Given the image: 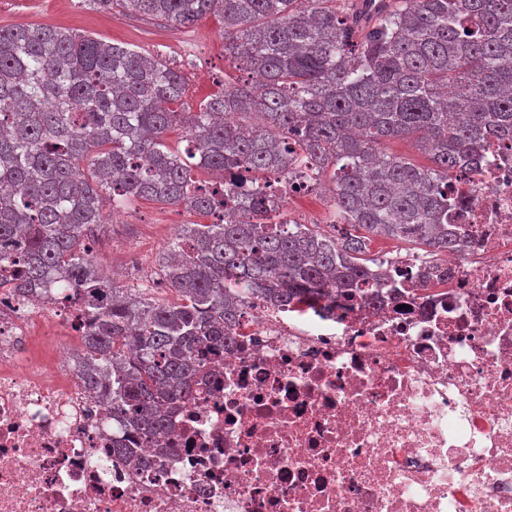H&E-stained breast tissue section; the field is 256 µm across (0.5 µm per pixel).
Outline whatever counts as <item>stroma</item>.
Masks as SVG:
<instances>
[{"instance_id":"stroma-1","label":"stroma","mask_w":512,"mask_h":512,"mask_svg":"<svg viewBox=\"0 0 512 512\" xmlns=\"http://www.w3.org/2000/svg\"><path fill=\"white\" fill-rule=\"evenodd\" d=\"M51 24L107 42L158 53L181 71L186 79L182 107L198 104L224 89L225 77L235 71L224 59V21L212 14L190 28L128 10L123 0L101 10L88 0H0V26ZM206 216L181 207L141 200L121 210L118 222L99 233L92 252L104 269L118 273L120 287L142 289L145 297L175 301L173 291L148 288L159 277V262L175 239V226L206 223Z\"/></svg>"}]
</instances>
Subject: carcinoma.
<instances>
[{
	"mask_svg": "<svg viewBox=\"0 0 512 512\" xmlns=\"http://www.w3.org/2000/svg\"><path fill=\"white\" fill-rule=\"evenodd\" d=\"M175 27L224 19L247 78L179 112L161 58L47 24L0 26V289L83 305L78 368L131 436L168 429L246 304L377 281L368 241L458 250L448 180L481 142H512V0H126ZM186 132L184 150L167 133ZM412 137L425 167L380 145ZM331 184L333 228L285 224L270 174ZM237 170L245 191L199 171ZM112 206L155 201L188 224L160 269L173 303L104 276L90 241Z\"/></svg>",
	"mask_w": 512,
	"mask_h": 512,
	"instance_id": "cac0c4a2",
	"label": "carcinoma"
}]
</instances>
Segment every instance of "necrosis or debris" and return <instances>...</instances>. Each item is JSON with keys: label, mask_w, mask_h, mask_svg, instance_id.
I'll return each mask as SVG.
<instances>
[{"label": "necrosis or debris", "mask_w": 512, "mask_h": 512, "mask_svg": "<svg viewBox=\"0 0 512 512\" xmlns=\"http://www.w3.org/2000/svg\"><path fill=\"white\" fill-rule=\"evenodd\" d=\"M448 194L460 251L383 257L401 286L379 303L251 299L129 454L73 307L0 290V512H512V145L488 139ZM432 265L448 280L420 290Z\"/></svg>", "instance_id": "obj_1"}]
</instances>
